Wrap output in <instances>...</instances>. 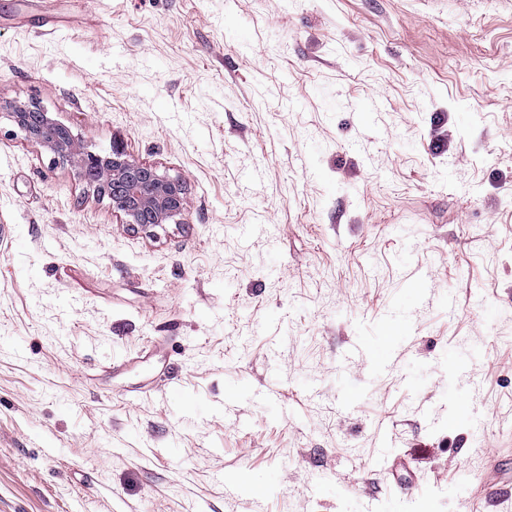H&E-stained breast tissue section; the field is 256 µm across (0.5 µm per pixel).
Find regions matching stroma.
<instances>
[{
    "instance_id": "stroma-1",
    "label": "stroma",
    "mask_w": 512,
    "mask_h": 512,
    "mask_svg": "<svg viewBox=\"0 0 512 512\" xmlns=\"http://www.w3.org/2000/svg\"><path fill=\"white\" fill-rule=\"evenodd\" d=\"M0 99L187 188L0 117V512L512 501V0H0ZM0 112L8 117L16 133L49 151L55 163L73 166L78 179L107 196L126 224L149 228L180 221L185 210L181 179L130 158L120 147L113 146L112 154L105 156L84 148L71 130L37 101L0 102Z\"/></svg>"
}]
</instances>
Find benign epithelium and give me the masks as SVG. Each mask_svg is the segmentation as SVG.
Here are the masks:
<instances>
[{
	"label": "benign epithelium",
	"instance_id": "obj_1",
	"mask_svg": "<svg viewBox=\"0 0 512 512\" xmlns=\"http://www.w3.org/2000/svg\"><path fill=\"white\" fill-rule=\"evenodd\" d=\"M0 112L24 139L49 151L53 161L73 166L77 178L108 197L126 223L149 228L180 221L185 210L181 179L130 158L120 147H112V154L105 156L84 148L67 126L34 100L0 103Z\"/></svg>",
	"mask_w": 512,
	"mask_h": 512
}]
</instances>
